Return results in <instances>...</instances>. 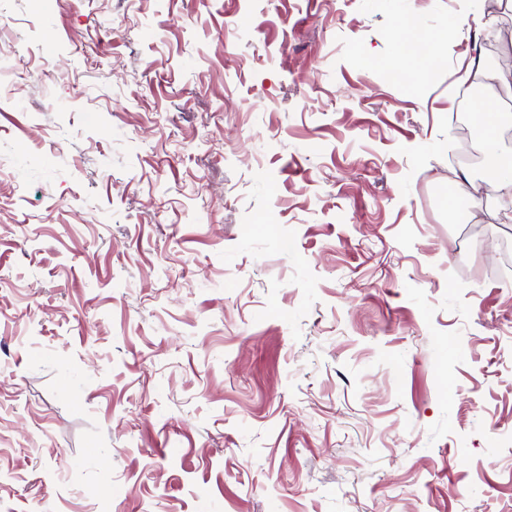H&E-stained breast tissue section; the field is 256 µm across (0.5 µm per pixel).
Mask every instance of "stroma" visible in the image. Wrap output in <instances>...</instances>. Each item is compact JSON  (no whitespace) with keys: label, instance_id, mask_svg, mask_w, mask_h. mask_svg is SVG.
Returning <instances> with one entry per match:
<instances>
[{"label":"stroma","instance_id":"obj_1","mask_svg":"<svg viewBox=\"0 0 512 512\" xmlns=\"http://www.w3.org/2000/svg\"><path fill=\"white\" fill-rule=\"evenodd\" d=\"M484 93L494 0H0V512H512Z\"/></svg>","mask_w":512,"mask_h":512}]
</instances>
